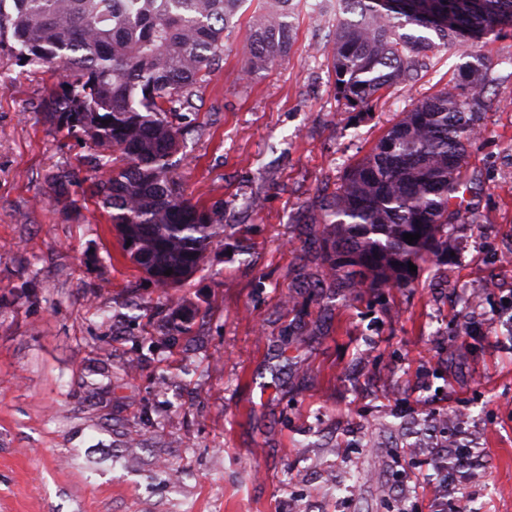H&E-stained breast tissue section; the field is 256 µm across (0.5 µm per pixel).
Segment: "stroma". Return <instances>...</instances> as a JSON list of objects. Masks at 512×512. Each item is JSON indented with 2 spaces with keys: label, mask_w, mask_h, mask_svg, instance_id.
<instances>
[{
  "label": "stroma",
  "mask_w": 512,
  "mask_h": 512,
  "mask_svg": "<svg viewBox=\"0 0 512 512\" xmlns=\"http://www.w3.org/2000/svg\"><path fill=\"white\" fill-rule=\"evenodd\" d=\"M311 2L293 0L292 51L264 70H241L245 25L225 38L172 159L184 199L223 202L224 236L164 291L87 192L94 147L42 118L60 70L0 49V512H512V265L495 260L512 246V31L475 46L490 104L449 256L354 288L326 277L308 211L466 59L437 49L347 109L336 0ZM58 168L78 174L72 205ZM47 180L52 185L55 192V199L65 205L71 203V187L77 182V177L72 170L58 169L48 174Z\"/></svg>",
  "instance_id": "obj_1"
}]
</instances>
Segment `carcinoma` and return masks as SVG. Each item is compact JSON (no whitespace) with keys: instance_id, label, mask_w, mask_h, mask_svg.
Returning <instances> with one entry per match:
<instances>
[{"instance_id":"cac0c4a2","label":"carcinoma","mask_w":512,"mask_h":512,"mask_svg":"<svg viewBox=\"0 0 512 512\" xmlns=\"http://www.w3.org/2000/svg\"><path fill=\"white\" fill-rule=\"evenodd\" d=\"M245 2L0 0V44L11 43L23 66L62 67L59 89L42 104L44 119L99 149L90 193L124 255L157 288L192 277L224 234L223 204L181 198L171 158L184 145L180 120L223 60L225 32L240 24ZM291 2L260 0L248 17L243 73L290 54ZM511 28L512 0H336L328 55L337 98L367 108L385 87L411 79L425 52L471 47ZM491 65L478 56L461 84L419 100L323 199L310 221L330 276L354 288L403 285L408 263L448 252V229L466 210L460 172L488 108ZM47 180L56 200L71 203L73 171H52ZM406 234L420 238L410 244Z\"/></svg>"}]
</instances>
